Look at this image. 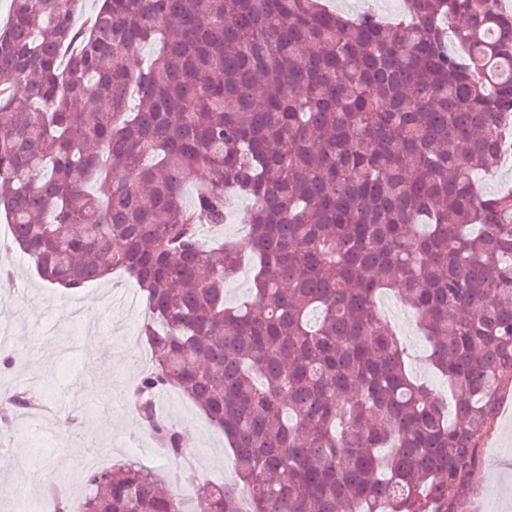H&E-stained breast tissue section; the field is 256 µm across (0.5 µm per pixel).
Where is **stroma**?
<instances>
[{
	"label": "stroma",
	"mask_w": 512,
	"mask_h": 512,
	"mask_svg": "<svg viewBox=\"0 0 512 512\" xmlns=\"http://www.w3.org/2000/svg\"><path fill=\"white\" fill-rule=\"evenodd\" d=\"M251 201L230 198L225 224L205 226L208 240L243 242ZM10 237L0 220V266L13 270L14 293L0 307L17 347L28 350L26 365L0 377V389L37 385L47 409L22 414L13 429L0 435V455L13 461L0 470V485H12L22 472L62 477L73 504L91 492L81 466L84 458L101 456V468L137 462L170 471L175 460L164 456L154 436L133 409L129 391L148 367L149 351L140 344L139 328L146 308L131 309L140 298L136 283L121 271L110 281L92 283L67 295L42 282L24 256L3 249ZM377 307L406 349L411 371L435 392L444 393L441 378L425 360V343L415 313L392 293L381 294ZM158 416L181 429L201 481L226 483L236 477L235 462L223 433L177 392L160 395ZM480 464L458 500V512H512V392L488 425L479 444Z\"/></svg>",
	"instance_id": "stroma-1"
}]
</instances>
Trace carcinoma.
I'll list each match as a JSON object with an SVG mask.
<instances>
[{"mask_svg": "<svg viewBox=\"0 0 512 512\" xmlns=\"http://www.w3.org/2000/svg\"><path fill=\"white\" fill-rule=\"evenodd\" d=\"M74 3L11 0L0 27L7 248L67 291L132 276L151 354L134 408L179 459L153 404L181 392L237 473L187 510L189 469L89 470L79 512H456L512 387V191L475 181L512 130V12L406 0L384 24L327 0H102L78 26ZM231 192L252 201L249 238L210 245L199 229L225 223ZM244 252L252 296L229 306ZM385 290L460 392L455 421L408 372ZM40 402L14 390L0 426Z\"/></svg>", "mask_w": 512, "mask_h": 512, "instance_id": "1", "label": "carcinoma"}]
</instances>
